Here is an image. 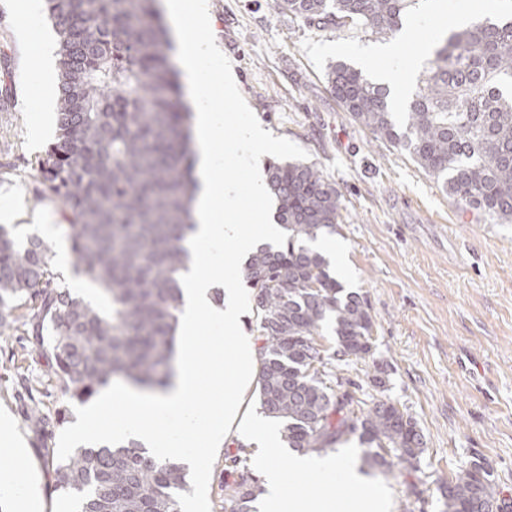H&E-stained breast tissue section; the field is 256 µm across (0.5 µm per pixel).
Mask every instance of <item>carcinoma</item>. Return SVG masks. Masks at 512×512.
Instances as JSON below:
<instances>
[{
	"label": "carcinoma",
	"mask_w": 512,
	"mask_h": 512,
	"mask_svg": "<svg viewBox=\"0 0 512 512\" xmlns=\"http://www.w3.org/2000/svg\"><path fill=\"white\" fill-rule=\"evenodd\" d=\"M315 28L386 39L415 0H274ZM59 35L58 134L35 178L64 205L76 268L102 288L93 305L61 291L53 252L36 236L16 242L0 228V327L33 304L32 333L54 360L67 400L86 402L118 374L151 390L173 376L181 281L192 261L195 182L188 159L190 112L171 62L159 0H47ZM331 93L375 139L406 151L464 211L512 223V17L476 19L438 40L409 111L398 121L387 86L338 61ZM267 183L283 229L279 246L251 254L244 279L257 320L258 397L282 423L288 447L335 448L352 436L366 460L414 464L417 423L389 398L366 402L333 385L336 357L366 359L374 322L366 298L330 272L310 243L336 233L341 194L311 164L273 160ZM332 325L337 349L319 338ZM224 468V512H256L259 480L235 442ZM56 488L78 512H180L184 466L130 441L79 447L51 460ZM446 512H504L479 463L442 486Z\"/></svg>",
	"instance_id": "obj_1"
}]
</instances>
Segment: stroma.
I'll use <instances>...</instances> for the list:
<instances>
[{
    "label": "stroma",
    "instance_id": "stroma-1",
    "mask_svg": "<svg viewBox=\"0 0 512 512\" xmlns=\"http://www.w3.org/2000/svg\"><path fill=\"white\" fill-rule=\"evenodd\" d=\"M22 3L0 0V211L20 198L56 217L60 202L42 197L33 177L47 146L29 139L45 115L26 67L53 26L44 12L29 21ZM208 3L220 64L213 83L223 88L229 72L240 91L224 104L225 136L238 123L260 124L268 159L314 164L342 195L331 262L367 298L374 332L370 357L334 361L332 371L358 398L395 401L424 440L417 464L378 476L393 512H445L442 485L474 462L512 501V223L461 213L406 152L376 141L333 97L329 66L344 61L375 77L384 59L362 63L358 54L379 39L307 26L272 0ZM29 314L19 307L0 331V409L27 441L45 512H69L48 462L73 450L68 432L84 405L63 398L50 356L28 333ZM377 374L384 387H375ZM225 454L213 449L204 471L190 470L180 498L196 512H224Z\"/></svg>",
    "mask_w": 512,
    "mask_h": 512
}]
</instances>
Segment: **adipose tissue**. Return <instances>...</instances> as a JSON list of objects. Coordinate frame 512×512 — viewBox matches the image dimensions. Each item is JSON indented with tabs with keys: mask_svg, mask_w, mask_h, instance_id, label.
<instances>
[{
	"mask_svg": "<svg viewBox=\"0 0 512 512\" xmlns=\"http://www.w3.org/2000/svg\"><path fill=\"white\" fill-rule=\"evenodd\" d=\"M167 9L174 38L181 44L179 56L196 112V196L192 220L196 231L189 249L193 263L182 282L184 306L179 315V342L175 376L163 392L150 393L134 386L101 391L82 421L72 431L73 440L109 444L128 438L148 448H175L194 443L192 456L203 466L211 449L221 447L229 430L258 440L263 452L254 467L264 487L260 512H341L336 489H351L363 505L361 512H390L384 490L371 482L353 452L318 455L293 454L290 468L278 459L279 434L272 424L246 414L243 385L257 360L252 337L239 333L244 304L240 281L224 273V247L233 245L236 259L246 262L257 248L273 243L282 229L276 224L246 230L238 219L242 196L257 201L267 198L261 158L267 152L264 130L255 123L237 126L234 138L223 141L224 102L234 98L232 79H225L222 98H215L203 66L216 50L203 31L210 22L206 0H168ZM250 166L248 184H241L224 166L225 154ZM223 327L229 337L224 356L210 376H202L199 365L212 357L194 335L200 323ZM217 385L207 410L196 404L204 384ZM0 446L7 449L0 461V493L9 496L14 512H40V493L33 476L31 459L15 431L11 416L0 411ZM314 477L319 488L310 493L301 480Z\"/></svg>",
	"mask_w": 512,
	"mask_h": 512,
	"instance_id": "adipose-tissue-1",
	"label": "adipose tissue"
}]
</instances>
